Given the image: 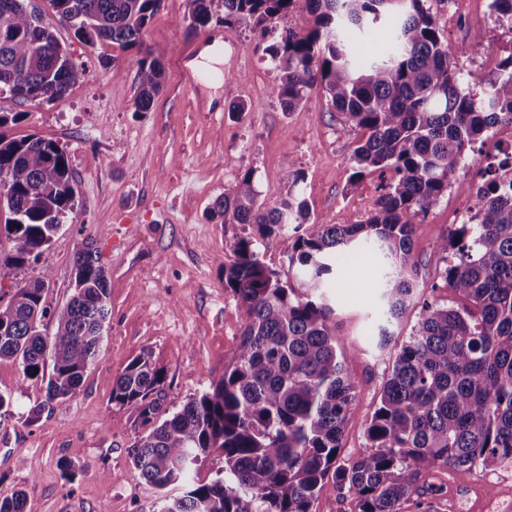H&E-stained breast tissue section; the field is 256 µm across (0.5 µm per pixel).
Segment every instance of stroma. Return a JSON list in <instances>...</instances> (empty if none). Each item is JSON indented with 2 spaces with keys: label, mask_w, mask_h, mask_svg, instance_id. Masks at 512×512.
Wrapping results in <instances>:
<instances>
[{
  "label": "stroma",
  "mask_w": 512,
  "mask_h": 512,
  "mask_svg": "<svg viewBox=\"0 0 512 512\" xmlns=\"http://www.w3.org/2000/svg\"><path fill=\"white\" fill-rule=\"evenodd\" d=\"M188 3L161 0L140 46L110 48L114 61L107 65L58 27V37L87 75L65 98L28 107L26 119L7 130L11 137L35 134L59 143L76 180L72 220L21 278L50 270L46 300L63 305L73 293V257L90 241L100 251L112 303L107 338L83 385L35 423L25 418L44 400L45 381H21L16 363L0 361V392L13 396L9 414L0 417V495L24 491L27 512H157L155 489L130 463L138 429L131 413L113 404L112 382L133 358L151 354L165 375L164 405L175 409L223 374L242 331L239 305L224 287V268L247 229L225 223L212 208L240 174L253 171L260 201L274 207L287 196L285 170L300 172L310 221L323 227L365 220L381 192L376 173L349 183L357 134L345 131L319 91H311L303 111H283L259 31L249 24L225 28L221 0L214 5L216 21L206 30L187 31ZM470 12L482 19L481 68L494 78L500 60L512 53V39L495 29L489 0H472ZM206 33L223 44L221 69L229 79L194 93L180 81L178 60ZM153 49L162 55L166 82L151 109L137 112V61ZM198 95L212 111H196ZM237 102L252 104V111L231 112ZM466 204L465 192L454 189L416 218L421 285L431 284L441 265L435 243ZM353 255L354 263L338 270L335 286L324 291L337 334L354 354L358 382L343 436L347 458L364 447L365 424L390 357L376 347L382 299L368 284L369 274H382L385 266L370 246H357ZM63 461L75 466L74 481L62 478ZM432 481L445 489L433 500L437 512H448L452 496L476 506L489 495L512 493V469L504 466L467 478L448 467L433 471Z\"/></svg>",
  "instance_id": "obj_1"
}]
</instances>
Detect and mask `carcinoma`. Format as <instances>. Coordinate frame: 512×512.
I'll return each instance as SVG.
<instances>
[{
	"label": "carcinoma",
	"instance_id": "1",
	"mask_svg": "<svg viewBox=\"0 0 512 512\" xmlns=\"http://www.w3.org/2000/svg\"><path fill=\"white\" fill-rule=\"evenodd\" d=\"M60 25L95 49H130L160 9V0H48ZM224 26L261 28L288 113L304 109L319 90L361 137L351 153L356 183L378 172L383 193L359 224L312 227L301 198L302 176L284 174L288 199L259 200L254 173L245 172L214 209L226 224H247L224 288L239 303L243 330L224 373L175 410L164 407L162 369L143 354L112 384V403L131 411L141 429L128 457L140 478L162 494L161 512H312L322 485L333 480L356 498L357 512H404L415 498L425 508L430 473L452 467L467 477L478 467L512 461V186L489 181L477 223L459 224L436 243L443 266L432 283L417 281L414 219L463 187L461 171L472 146L501 123L512 124V54L496 79L463 74L459 55L483 49V32L453 49L441 31L437 5L446 0H305L307 28L282 30L275 21L299 0H220ZM214 0H189L188 28L207 27ZM86 67L72 58L32 0H0V98L49 104L82 82ZM133 107L148 111L165 81L160 55L138 60ZM8 186L0 231L13 252L0 259V280L16 277L47 246L75 208L66 151L31 134L0 132V183ZM282 238L293 282L260 259L259 240ZM374 247L389 266L372 283L381 290L386 324L380 348L393 349L362 452L342 458V436L358 382L353 355L338 345L323 288L351 247ZM74 292L61 307L46 293L44 270L15 288L0 309V360L20 368L22 381H46L45 408L74 395L103 345L111 316L108 278L98 249L83 244L73 258ZM451 291L438 305L427 292ZM419 320L398 340L389 325L410 308ZM51 318L53 334L42 333ZM222 452L221 476L193 479V466ZM179 485L182 494L167 490ZM0 512H26L18 490L0 498Z\"/></svg>",
	"mask_w": 512,
	"mask_h": 512
}]
</instances>
